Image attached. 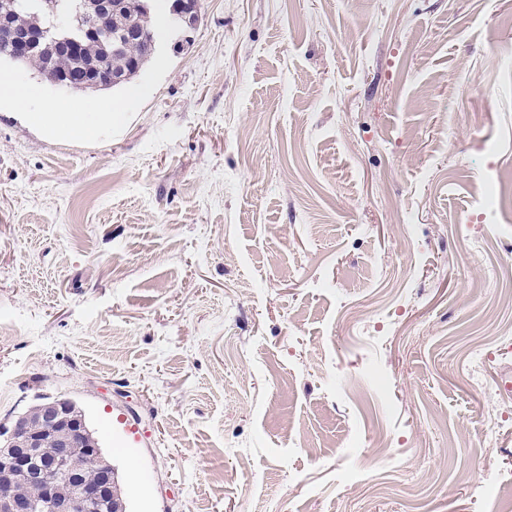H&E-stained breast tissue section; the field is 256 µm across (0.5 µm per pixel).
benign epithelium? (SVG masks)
I'll return each mask as SVG.
<instances>
[{
  "label": "benign epithelium",
  "mask_w": 512,
  "mask_h": 512,
  "mask_svg": "<svg viewBox=\"0 0 512 512\" xmlns=\"http://www.w3.org/2000/svg\"><path fill=\"white\" fill-rule=\"evenodd\" d=\"M169 14L184 30L193 28L199 17V0H171ZM112 12V0H84L81 36L78 39L60 37L54 43L61 49L75 53L84 39L104 40L103 30L96 23L100 13ZM48 41L43 29H18L10 17L0 14V44L16 58L37 54ZM40 417L59 436L64 437L63 450L47 460H38L37 448L42 435L30 430V414L20 415L5 443L0 445V470L16 471L28 475L43 485V499L47 512H110L112 485L117 482L116 472H104L97 482L82 478V463L98 459L101 455L98 441L92 437L83 413L69 400L48 399L38 405ZM78 479V485L68 495L59 494L62 477ZM0 512H32L28 500L16 495L12 485L0 482Z\"/></svg>",
  "instance_id": "obj_1"
}]
</instances>
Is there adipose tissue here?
Segmentation results:
<instances>
[{
  "label": "adipose tissue",
  "instance_id": "ef3b65f1",
  "mask_svg": "<svg viewBox=\"0 0 512 512\" xmlns=\"http://www.w3.org/2000/svg\"><path fill=\"white\" fill-rule=\"evenodd\" d=\"M137 95V90H130L122 102L105 104L97 112H85L79 106L68 103H55L42 111L33 112L29 105L37 96L36 89L18 85L9 72L0 71V101H6L13 108L23 111L29 124L60 137L93 136L110 129L113 123L122 118L124 107L132 105Z\"/></svg>",
  "mask_w": 512,
  "mask_h": 512
}]
</instances>
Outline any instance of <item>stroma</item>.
Here are the masks:
<instances>
[{
    "label": "stroma",
    "mask_w": 512,
    "mask_h": 512,
    "mask_svg": "<svg viewBox=\"0 0 512 512\" xmlns=\"http://www.w3.org/2000/svg\"><path fill=\"white\" fill-rule=\"evenodd\" d=\"M188 36L97 136L0 104V431L75 400L128 512H500L512 0H200Z\"/></svg>",
    "instance_id": "1"
}]
</instances>
